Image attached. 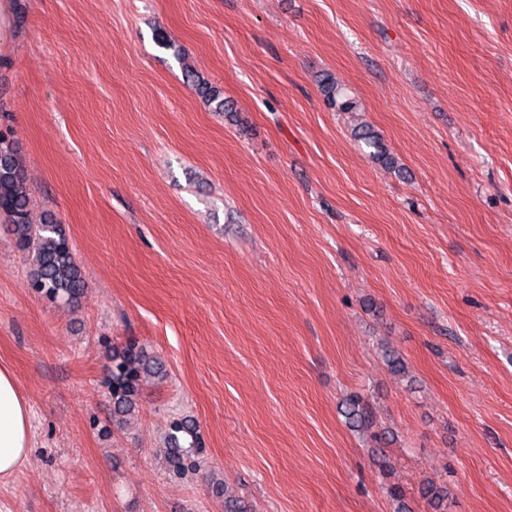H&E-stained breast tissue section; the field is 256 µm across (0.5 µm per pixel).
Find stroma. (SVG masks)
I'll return each instance as SVG.
<instances>
[{
    "label": "stroma",
    "mask_w": 512,
    "mask_h": 512,
    "mask_svg": "<svg viewBox=\"0 0 512 512\" xmlns=\"http://www.w3.org/2000/svg\"><path fill=\"white\" fill-rule=\"evenodd\" d=\"M15 2L0 119L87 288L34 293L0 218V365L32 437L0 512H224L221 485L252 512H393V486L433 512L426 482L512 512V0ZM129 339L166 375L118 427ZM181 417L202 448L178 476ZM320 91L328 104L339 112H359L357 103L350 97L331 74H325L319 82ZM195 82L197 93L207 105L216 102V109L218 108L220 112H224L228 118L233 117V109L229 105H225L223 92L218 87L213 86L204 79H198ZM357 137L363 141L365 147L368 149L369 156L374 161L389 168L395 166V160L386 153L381 139L378 135L374 134L368 126L363 125L359 127ZM344 404L342 413L349 427L363 435L369 433L374 423L359 399L349 398L345 400ZM195 429H196L195 424L190 419H181L179 421H176L172 426L171 444L173 447V451H172L171 462H172V465L177 469H180L183 464V459H182V454H181L182 447L180 446L179 434L189 436L192 439L190 448H197L196 444H195V439H194L195 438Z\"/></svg>",
    "instance_id": "stroma-1"
}]
</instances>
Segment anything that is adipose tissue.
Returning <instances> with one entry per match:
<instances>
[{
  "mask_svg": "<svg viewBox=\"0 0 512 512\" xmlns=\"http://www.w3.org/2000/svg\"><path fill=\"white\" fill-rule=\"evenodd\" d=\"M31 448L30 410L13 371L0 366V477L13 475Z\"/></svg>",
  "mask_w": 512,
  "mask_h": 512,
  "instance_id": "adipose-tissue-1",
  "label": "adipose tissue"
}]
</instances>
